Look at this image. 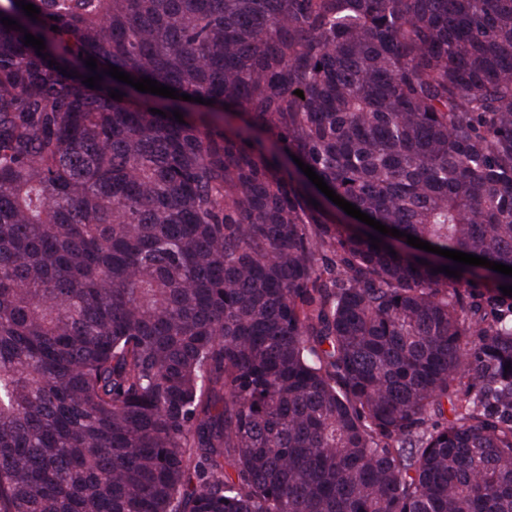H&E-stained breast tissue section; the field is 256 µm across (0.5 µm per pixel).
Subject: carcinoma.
I'll return each mask as SVG.
<instances>
[{"label":"carcinoma","instance_id":"cac0c4a2","mask_svg":"<svg viewBox=\"0 0 512 512\" xmlns=\"http://www.w3.org/2000/svg\"><path fill=\"white\" fill-rule=\"evenodd\" d=\"M25 2L0 13L48 56L0 23V512H512V277L432 272L458 265L309 204L292 159L512 266V0Z\"/></svg>","mask_w":512,"mask_h":512}]
</instances>
